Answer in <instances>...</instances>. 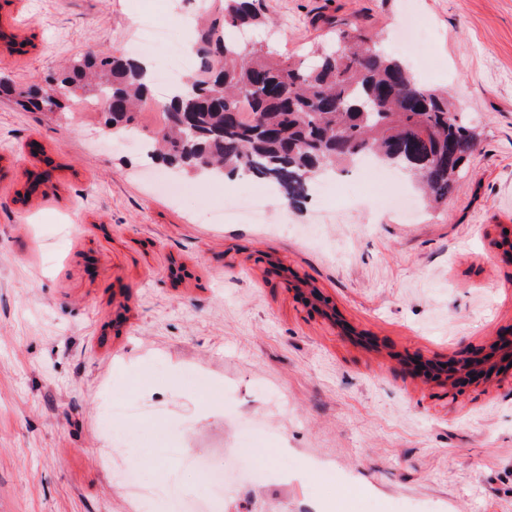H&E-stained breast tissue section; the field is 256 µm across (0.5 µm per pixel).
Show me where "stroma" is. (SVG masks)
Listing matches in <instances>:
<instances>
[{"mask_svg": "<svg viewBox=\"0 0 512 512\" xmlns=\"http://www.w3.org/2000/svg\"><path fill=\"white\" fill-rule=\"evenodd\" d=\"M198 0H11L0 76L44 84L87 52L125 55L149 18L180 34ZM261 38L298 58L356 24L476 130L462 187L439 209L396 217L357 185L325 181L299 210L278 194L267 221L220 207L237 180L158 187L169 168L100 142L83 100L43 114L0 101V512H137L100 425V387L161 415L139 421L137 454L178 501L202 471L177 451L246 449L262 484L233 483L217 512H512V370L463 395L402 359L444 360L512 323V0H261ZM48 172L37 190L30 175ZM310 281L336 321L287 282ZM373 336L374 345L355 341ZM205 363L218 392L184 379Z\"/></svg>", "mask_w": 512, "mask_h": 512, "instance_id": "35a3bbf8", "label": "stroma"}]
</instances>
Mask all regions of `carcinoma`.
<instances>
[{
  "label": "carcinoma",
  "mask_w": 512,
  "mask_h": 512,
  "mask_svg": "<svg viewBox=\"0 0 512 512\" xmlns=\"http://www.w3.org/2000/svg\"><path fill=\"white\" fill-rule=\"evenodd\" d=\"M220 3L217 16L195 24L196 69L190 85L164 104L168 122L149 142V160L194 177L248 174L275 186L291 205L308 200L317 178L367 156L408 169L432 206L464 178L471 128L458 120L448 92L421 86L401 60L377 51L353 26L334 30L307 62L229 39L230 28H264L270 20L259 0ZM151 83L138 61L91 51L63 71V96L51 87L20 96L48 113L78 91L110 101L105 127L119 139L137 127ZM243 100L251 111H239ZM411 143L420 156L412 165L405 158Z\"/></svg>",
  "instance_id": "1"
}]
</instances>
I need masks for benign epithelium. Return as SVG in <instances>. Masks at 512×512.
<instances>
[{"label":"benign epithelium","instance_id":"obj_1","mask_svg":"<svg viewBox=\"0 0 512 512\" xmlns=\"http://www.w3.org/2000/svg\"><path fill=\"white\" fill-rule=\"evenodd\" d=\"M297 294L311 312L323 314L324 298L319 290L303 286L297 289ZM406 365L409 372L425 382L460 395L473 385L498 377L504 369H512V324L477 350L459 351L445 361L423 359L414 354L407 357Z\"/></svg>","mask_w":512,"mask_h":512}]
</instances>
